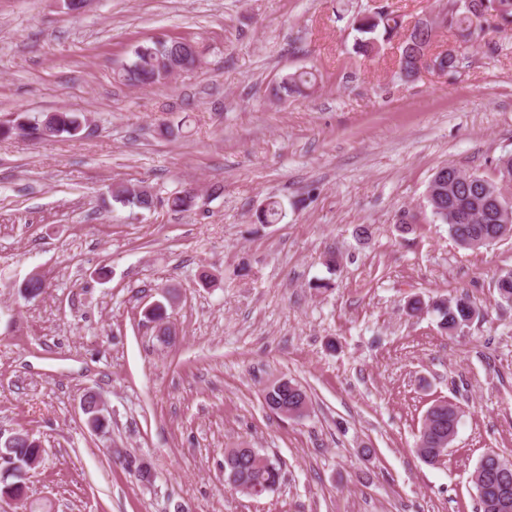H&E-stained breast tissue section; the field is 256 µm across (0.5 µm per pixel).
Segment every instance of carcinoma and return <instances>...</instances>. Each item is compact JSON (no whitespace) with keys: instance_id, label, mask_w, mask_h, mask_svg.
Here are the masks:
<instances>
[{"instance_id":"obj_1","label":"carcinoma","mask_w":512,"mask_h":512,"mask_svg":"<svg viewBox=\"0 0 512 512\" xmlns=\"http://www.w3.org/2000/svg\"><path fill=\"white\" fill-rule=\"evenodd\" d=\"M442 17L429 22L418 20L410 33L403 35L399 46V76L410 80L417 70V62L422 51L431 46L441 27L454 33L462 41L470 40L475 33L485 30L489 21L496 22L498 29L512 30V0H447L440 10ZM360 34L354 43L356 53L369 57L379 53L383 44L390 41L402 27L399 16L382 4H373L359 14L353 23ZM132 59L114 72V78L129 86H150L161 82L157 70L158 59L165 55L180 58L181 66L187 71L194 70L200 62L197 43L187 37H157L135 44L131 49ZM313 80L308 71L286 74L276 88V95L286 99L303 94ZM87 119L74 112H47L30 117L17 116L10 125H0V136L10 137L29 130L39 131L48 125L53 129L52 136H65L71 140H80ZM512 180V154L498 160L496 178H485L475 173L469 179L460 181L448 177V190L441 192L435 182H430L426 196L433 219L448 225V235L459 245L466 248H480L491 244L496 234H512V201L504 197L494 198V191L504 179ZM116 202L149 211L155 205V195L151 189L139 183H122L112 189ZM465 205L471 210V222L458 224L453 220V209ZM284 217L283 205L278 200H269L259 212L257 219L261 224H277ZM408 311L419 314L432 310L438 317V326L444 332H453L468 324L472 312L478 307L466 295L454 297L448 301H434L430 304L419 298L408 301ZM265 402L271 411L282 407H297L310 402L309 396L299 384L288 382L286 386L276 384L268 388ZM458 425L455 412L447 405L434 410L422 427L417 444V454L427 463L438 461V440L448 438L453 442L454 427ZM40 441L20 429L12 441L0 444V454L12 456L20 468H28L36 458ZM224 470L226 474H235L238 479L250 484L252 494L259 496L278 487L283 479L281 468L261 454L256 448H232L224 450ZM483 483V496L479 497L480 512H495L492 509L497 496L498 476L492 471L479 475ZM27 482L17 475L0 480V499L8 495L13 499L26 501Z\"/></svg>"}]
</instances>
